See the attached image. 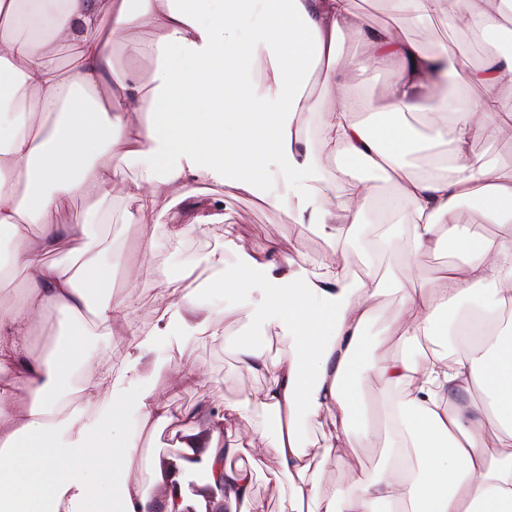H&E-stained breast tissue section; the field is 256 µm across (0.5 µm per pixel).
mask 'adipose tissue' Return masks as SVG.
<instances>
[{
	"label": "adipose tissue",
	"mask_w": 512,
	"mask_h": 512,
	"mask_svg": "<svg viewBox=\"0 0 512 512\" xmlns=\"http://www.w3.org/2000/svg\"><path fill=\"white\" fill-rule=\"evenodd\" d=\"M145 27L151 38L137 39ZM344 34L364 48L358 71L390 73L377 100L337 80ZM60 43L78 49L68 75L49 63ZM117 43L154 60L149 82L132 71L105 81ZM317 63L324 66L319 97L306 102L303 85ZM448 68L464 75L450 95L440 91ZM507 77L512 56L493 54L475 68L466 57L427 52L398 26L367 29L350 0H0V235L13 241V263L29 272L21 302L0 308V366L13 368L11 389L27 398L21 406L0 398V512H97L106 500L112 512H185L184 477L199 457L228 512L252 501L253 468L231 463L252 442H224L220 430L241 416V405L217 412L205 455L190 440L174 464L148 460L152 477L168 485L157 506L126 478L135 440L159 426L188 425L192 413L174 411L167 392L129 391L108 370L99 379L114 383L111 411L96 413L90 399L73 407L63 395L72 371L92 361L89 326L111 335L130 307L102 297L112 263L94 245L99 224L112 220L101 206L113 184L153 207L172 188L207 178L244 194L274 185L276 205L336 243L318 272L301 278L291 261L260 265L249 242L229 241L247 263L222 281L225 294L263 284L250 316L285 327L291 345L290 354L272 357L251 337L232 342L241 364L264 376L261 405L277 421V465L264 478L281 490L279 512H512V235L487 239L471 229L512 223V165H490L471 151L512 124L496 108ZM474 86L482 97L470 96ZM364 111L373 121L361 119ZM299 112L321 153L370 179L315 192V158L294 148ZM411 114L433 139L450 142L437 171H405L417 139ZM105 155L110 163H102ZM375 177L398 179L414 233L404 241L389 230L368 241L369 252L403 262L447 240L465 258L427 287L405 289L382 333L406 344L460 339L463 350L449 357L367 358L371 301L382 282L370 273L351 278L345 246L379 207ZM75 198L88 202L92 223L47 228L36 244L17 236V225L41 223ZM473 199L472 222H460L459 205ZM70 243L78 264L49 260ZM50 310L58 344L32 355L28 336ZM361 368L391 393L389 458L383 470L351 471L343 489L321 483L312 466L341 463L346 449L374 438L353 387ZM404 384L407 397L396 396ZM475 385L484 400L454 399ZM314 418L322 427L315 441L304 428ZM492 431L498 444L491 449Z\"/></svg>",
	"instance_id": "ef3b65f1"
}]
</instances>
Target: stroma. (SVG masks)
Segmentation results:
<instances>
[{
    "label": "stroma",
    "instance_id": "1",
    "mask_svg": "<svg viewBox=\"0 0 512 512\" xmlns=\"http://www.w3.org/2000/svg\"><path fill=\"white\" fill-rule=\"evenodd\" d=\"M401 31L428 51L444 48L451 53L464 52L474 65L484 60L483 54L472 51L473 37L448 27L441 18L419 19L409 15L403 20ZM214 199L223 202V223H192L195 206ZM112 215L113 222L104 231L105 239L112 243V266L119 272L127 268L137 270L139 281L133 288L120 276L112 282L111 300L132 299L133 313L130 323L117 324L111 339L98 344L95 358L99 365L111 367L116 373L125 372L126 386L136 392L153 386L164 387L169 372L181 367L182 353L186 350L207 372L203 381L186 384L170 395L174 409L195 412L192 426L179 432L164 427L154 436L141 439L140 455L155 453L165 462L179 458L182 454L179 441L208 439L214 430L215 410L227 404H239L244 406L245 412L224 425L225 440H233L236 435L255 429L262 437L247 453L238 456V463L246 466L255 462L263 468L275 466L272 446L276 421L263 411L260 403L264 378L241 368L225 340L249 330L265 342L271 352L284 354L288 351L287 332L279 326L249 319L250 310L261 298L260 290H246L238 298L225 299L223 290L213 285L206 259L212 251L223 249L224 272L232 274L243 262L239 254L224 246L233 235L255 245L258 261L276 262L287 257L293 259L294 271L308 277L315 270V261L323 259L329 249L326 237L313 225L298 223L276 206L268 187L246 196L232 186L207 180L170 191L151 209L139 207L126 198L121 185H113ZM396 219V214L389 211L374 215L372 223L362 226L360 239L349 244L353 270L360 274L371 265L383 278L385 290L374 298L373 304L384 319L396 311L402 289L427 286L439 272L438 266L430 265V255L426 252L419 253L409 266L398 263L391 255L365 261V240L381 232L384 223ZM175 224L187 226L188 232L172 248L168 245V232ZM151 234L156 235L159 247L155 258L147 262L142 258L140 242ZM192 299L200 301L222 320L223 338L215 340L202 330L185 329L188 302ZM166 309L174 313L166 335L158 337L152 351L142 352L140 334L151 332L160 313ZM385 459L386 449L382 443L370 448H354L349 450L341 465L324 466L320 478L324 483L342 487L351 469L371 472L379 469Z\"/></svg>",
    "mask_w": 512,
    "mask_h": 512
}]
</instances>
